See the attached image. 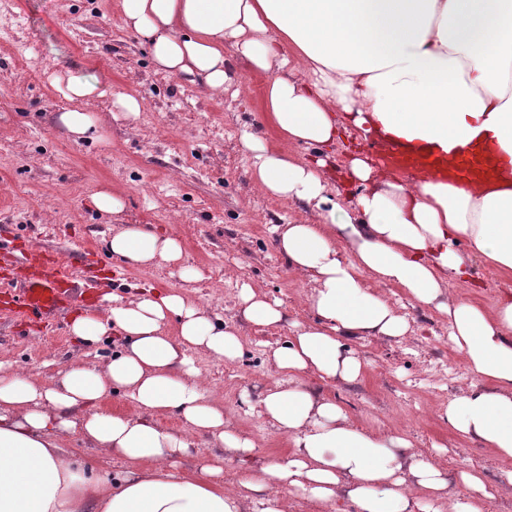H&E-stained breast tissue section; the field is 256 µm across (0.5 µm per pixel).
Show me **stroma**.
<instances>
[{"instance_id": "1", "label": "stroma", "mask_w": 512, "mask_h": 512, "mask_svg": "<svg viewBox=\"0 0 512 512\" xmlns=\"http://www.w3.org/2000/svg\"><path fill=\"white\" fill-rule=\"evenodd\" d=\"M234 65L239 84L212 96L189 77L155 68L123 27L121 0H0V225H12L15 247L59 253L78 283L86 275L80 250L103 252L111 227L92 204L100 187L123 193L124 223L176 230L183 263L198 271L197 279L182 282L164 264L127 267L104 289L123 294L147 282L186 286L193 300L238 329L244 354L237 364L196 357L225 412L256 443L251 459L225 466L229 487L289 451L281 432L242 398H260L274 379L268 354L290 337L291 322L311 317L310 285L289 273L274 246L273 227L318 220L312 210L255 184L241 137L259 130L269 141L277 139L263 124L269 77L243 60ZM67 70L94 74L111 89L91 105L102 141H75L57 123L70 103L51 78ZM124 92L145 100L136 121L113 105L115 94ZM245 283L282 300L285 323H245L236 307ZM382 293L406 314L411 340L348 339L367 367L360 380L329 387V394L361 426L409 439L417 453L438 459L449 477L467 468L488 484L500 483L512 472V460L457 437L439 416L458 389L474 385L448 345L447 322L413 306L398 289ZM78 352L65 324L41 334L15 315L0 314V362L47 379ZM453 376L462 378L461 388L451 387Z\"/></svg>"}]
</instances>
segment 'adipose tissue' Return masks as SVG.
<instances>
[{
  "label": "adipose tissue",
  "instance_id": "adipose-tissue-1",
  "mask_svg": "<svg viewBox=\"0 0 512 512\" xmlns=\"http://www.w3.org/2000/svg\"><path fill=\"white\" fill-rule=\"evenodd\" d=\"M121 8L156 68L191 76L210 95L238 79L225 47L269 73L265 117L285 140L325 147L350 130L443 154L490 141L502 173L468 188L415 182L355 154L348 180L360 190L344 206L330 195L323 159H294L243 133L260 188L320 218L274 228L289 271L311 284L313 318L293 322L287 344L272 350L277 377L258 401L291 452L225 488V465L250 458L256 444L213 397L195 356L234 364L241 337L183 289L143 284L68 318L83 348L117 338L112 356L73 361L48 381L0 362V512H288L294 497L340 512H491L512 494V473L491 486L462 470L449 483L405 438L356 425L325 388L364 372L346 338L408 337V319L375 286L400 289L447 320L449 346L482 382L441 417L512 459V290L489 310L449 289L479 262L512 279V0H122ZM58 89L73 103L59 125L74 139L99 140L89 105L107 88L71 73ZM92 201L117 221L112 257L141 269L181 264L172 231L119 223L122 195L104 187ZM238 306L254 326L286 317L280 299L248 285ZM115 392L129 411L105 408ZM166 414L185 431L162 427ZM76 435L100 457L121 458L124 470L78 476L68 446ZM198 435L216 452L184 467Z\"/></svg>",
  "mask_w": 512,
  "mask_h": 512
}]
</instances>
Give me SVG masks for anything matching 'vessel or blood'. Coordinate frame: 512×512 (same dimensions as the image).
I'll list each match as a JSON object with an SVG mask.
<instances>
[{
	"label": "vessel or blood",
	"instance_id": "vessel-or-blood-1",
	"mask_svg": "<svg viewBox=\"0 0 512 512\" xmlns=\"http://www.w3.org/2000/svg\"><path fill=\"white\" fill-rule=\"evenodd\" d=\"M365 144L380 160L414 177L449 175L458 184L468 185L495 178L500 167L497 151L489 144L468 147L451 160L388 139L369 138ZM0 281L11 285L10 291L0 294V309L21 315L40 332L49 330L56 314L77 298L67 266L55 254L36 247L0 265Z\"/></svg>",
	"mask_w": 512,
	"mask_h": 512
}]
</instances>
